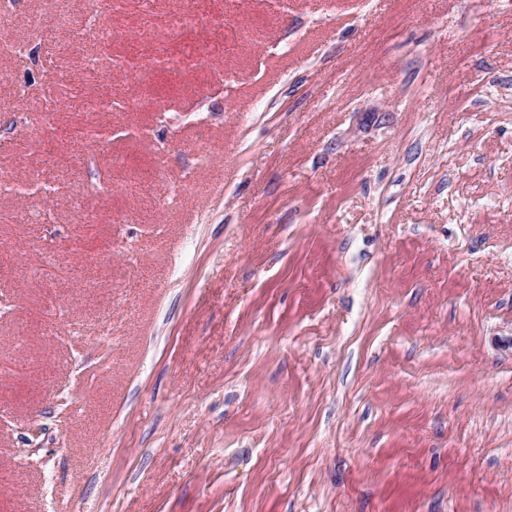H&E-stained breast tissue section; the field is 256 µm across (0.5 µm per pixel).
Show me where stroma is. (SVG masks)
Returning <instances> with one entry per match:
<instances>
[{
	"label": "stroma",
	"mask_w": 512,
	"mask_h": 512,
	"mask_svg": "<svg viewBox=\"0 0 512 512\" xmlns=\"http://www.w3.org/2000/svg\"><path fill=\"white\" fill-rule=\"evenodd\" d=\"M173 2L12 0L0 512H512V0ZM200 23V17L188 7H178L167 14L163 29L155 30L148 37L159 44H165L177 39L188 30L195 29ZM189 56H179L172 53L167 52V55H161L156 58L152 57V68L150 70H144L141 67L132 70V76L137 80H143L149 77L151 73L158 69L166 70V71H177L182 69L187 61L189 60Z\"/></svg>",
	"instance_id": "35a3bbf8"
}]
</instances>
